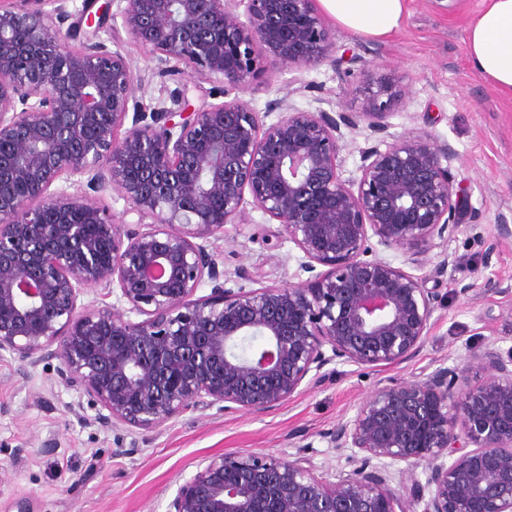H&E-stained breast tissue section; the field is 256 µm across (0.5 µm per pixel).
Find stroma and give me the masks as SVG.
Returning <instances> with one entry per match:
<instances>
[{
    "instance_id": "1",
    "label": "stroma",
    "mask_w": 512,
    "mask_h": 512,
    "mask_svg": "<svg viewBox=\"0 0 512 512\" xmlns=\"http://www.w3.org/2000/svg\"><path fill=\"white\" fill-rule=\"evenodd\" d=\"M482 0H408L401 31L376 40L328 21L351 76L324 64L300 69H258L241 96L267 123L278 119L275 99L331 114L363 108L364 74H387L406 89L388 118L395 135L425 132L455 155L449 171L468 196L460 230L435 237L416 255L374 246L376 258L424 276L440 302L423 348L400 364L340 366L336 380L295 394L262 414L209 410L186 413L153 431L102 429L79 409V394L60 379L59 361L23 370L0 360V512H167L179 486L208 455L252 451L291 454L312 447L320 467H347L348 454L322 435L352 417L384 380L412 379L440 367H466L473 350L493 343L512 347V241L498 238L512 225V99L501 97L468 65L465 34ZM102 38L130 61L134 94L147 107L171 106L187 87L196 102L211 100L212 85L198 76L159 75L124 28ZM211 248L231 278L230 288L297 285L310 279L305 256L277 221L246 208ZM499 282L495 291L485 281Z\"/></svg>"
}]
</instances>
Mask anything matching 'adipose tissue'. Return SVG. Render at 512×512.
Wrapping results in <instances>:
<instances>
[{
  "label": "adipose tissue",
  "instance_id": "adipose-tissue-1",
  "mask_svg": "<svg viewBox=\"0 0 512 512\" xmlns=\"http://www.w3.org/2000/svg\"><path fill=\"white\" fill-rule=\"evenodd\" d=\"M408 0H319L338 25L374 39L399 32ZM467 60L498 94L512 99V0H484L469 25Z\"/></svg>",
  "mask_w": 512,
  "mask_h": 512
}]
</instances>
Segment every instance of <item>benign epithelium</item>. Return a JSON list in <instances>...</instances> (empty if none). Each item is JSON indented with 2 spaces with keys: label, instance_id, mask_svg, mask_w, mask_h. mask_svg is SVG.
<instances>
[{
  "label": "benign epithelium",
  "instance_id": "benign-epithelium-1",
  "mask_svg": "<svg viewBox=\"0 0 512 512\" xmlns=\"http://www.w3.org/2000/svg\"><path fill=\"white\" fill-rule=\"evenodd\" d=\"M66 2L0 0V357L58 359L100 424L148 432L188 411H265L331 364H399L423 346L436 289L369 253L458 230L451 149L407 132L361 151L355 179L339 161L343 129L387 133L405 88L367 79L356 118L275 101L269 126L231 95L263 63H344L316 0H123L116 14L104 0L94 15ZM75 15L93 28L77 49ZM117 17L159 74H196L224 100L196 107L184 88L146 111L130 61L100 38ZM108 190L133 221L112 218ZM247 195L313 280L225 287L208 246ZM92 287L126 308L78 303ZM469 363L474 384L450 367L390 380L323 433L349 471L318 470L307 447L206 456L168 512H512V348ZM418 466L425 482L406 481Z\"/></svg>",
  "mask_w": 512,
  "mask_h": 512
}]
</instances>
